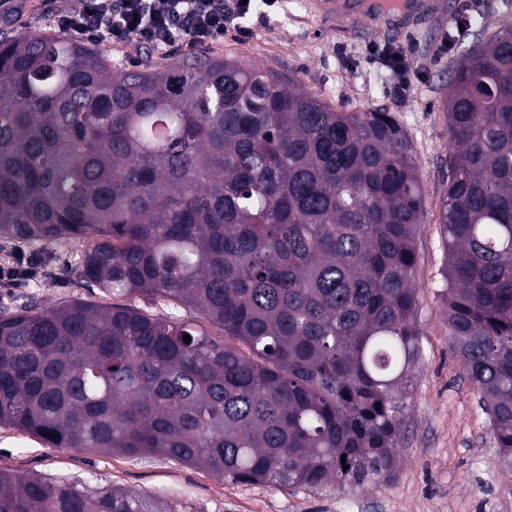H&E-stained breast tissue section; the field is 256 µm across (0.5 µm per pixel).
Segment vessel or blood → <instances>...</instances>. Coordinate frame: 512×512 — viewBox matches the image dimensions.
Here are the masks:
<instances>
[{
	"instance_id": "b4317fda",
	"label": "vessel or blood",
	"mask_w": 512,
	"mask_h": 512,
	"mask_svg": "<svg viewBox=\"0 0 512 512\" xmlns=\"http://www.w3.org/2000/svg\"><path fill=\"white\" fill-rule=\"evenodd\" d=\"M312 6L342 22L361 16L376 25L397 17L406 29L421 16L442 17L448 9L446 0H313Z\"/></svg>"
}]
</instances>
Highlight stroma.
<instances>
[{
    "label": "stroma",
    "mask_w": 512,
    "mask_h": 512,
    "mask_svg": "<svg viewBox=\"0 0 512 512\" xmlns=\"http://www.w3.org/2000/svg\"><path fill=\"white\" fill-rule=\"evenodd\" d=\"M446 17L400 32L353 20L348 32L312 15L307 0H282L277 9L256 0L244 21L251 33L200 46L199 54L232 57L292 76L331 107L355 112L387 108L413 142L424 207L418 226L422 360L403 427L395 478L345 491L228 483L201 467L163 457L134 458L48 447L0 425V472L17 476L109 482L146 496L176 498L198 512H512V473L499 464L490 416L450 343L441 300L444 262L439 206L447 188L448 120L442 110L448 75L479 41L512 26V0H453ZM405 56L406 86L384 66L382 53ZM119 69L165 66L186 58L182 49L111 44ZM85 248L63 240L34 248L0 242V265L22 253H39L45 268L29 281L0 282V308L30 301L51 306L73 300L106 304L112 297L79 281L73 267Z\"/></svg>",
    "instance_id": "stroma-1"
}]
</instances>
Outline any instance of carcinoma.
Listing matches in <instances>:
<instances>
[{"label":"carcinoma","instance_id":"obj_1","mask_svg":"<svg viewBox=\"0 0 512 512\" xmlns=\"http://www.w3.org/2000/svg\"><path fill=\"white\" fill-rule=\"evenodd\" d=\"M444 112L442 301L512 473L511 31L462 57ZM423 203L384 109L337 111L234 59L119 70L98 45L0 31V239L86 240L79 278L222 332L79 300L0 311V425L232 483L390 482L422 353ZM0 512L190 510L0 473Z\"/></svg>","mask_w":512,"mask_h":512}]
</instances>
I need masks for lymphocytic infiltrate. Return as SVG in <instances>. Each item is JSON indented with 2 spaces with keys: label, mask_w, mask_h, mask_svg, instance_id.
Returning a JSON list of instances; mask_svg holds the SVG:
<instances>
[{
  "label": "lymphocytic infiltrate",
  "mask_w": 512,
  "mask_h": 512,
  "mask_svg": "<svg viewBox=\"0 0 512 512\" xmlns=\"http://www.w3.org/2000/svg\"><path fill=\"white\" fill-rule=\"evenodd\" d=\"M250 11L241 0H77L55 12L54 23L75 39L194 46L246 33L243 20Z\"/></svg>",
  "instance_id": "1"
}]
</instances>
